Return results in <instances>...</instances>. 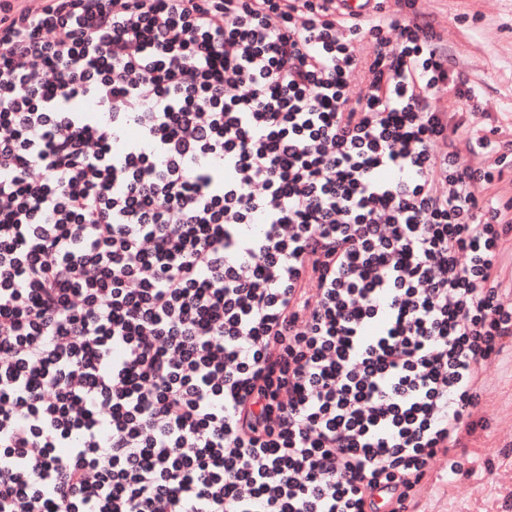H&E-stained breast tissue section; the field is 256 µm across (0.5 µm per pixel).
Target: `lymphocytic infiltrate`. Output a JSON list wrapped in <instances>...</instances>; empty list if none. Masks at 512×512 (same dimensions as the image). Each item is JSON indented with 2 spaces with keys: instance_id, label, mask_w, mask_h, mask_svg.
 Listing matches in <instances>:
<instances>
[{
  "instance_id": "lymphocytic-infiltrate-1",
  "label": "lymphocytic infiltrate",
  "mask_w": 512,
  "mask_h": 512,
  "mask_svg": "<svg viewBox=\"0 0 512 512\" xmlns=\"http://www.w3.org/2000/svg\"><path fill=\"white\" fill-rule=\"evenodd\" d=\"M396 3L0 0V512H410L458 471L512 141Z\"/></svg>"
}]
</instances>
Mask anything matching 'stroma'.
<instances>
[{"label":"stroma","mask_w":512,"mask_h":512,"mask_svg":"<svg viewBox=\"0 0 512 512\" xmlns=\"http://www.w3.org/2000/svg\"><path fill=\"white\" fill-rule=\"evenodd\" d=\"M440 24L457 72L473 86L484 119L512 140V0H419ZM482 414L489 430L470 439L461 472L439 460L424 481V512H512V347L487 372Z\"/></svg>","instance_id":"1"}]
</instances>
